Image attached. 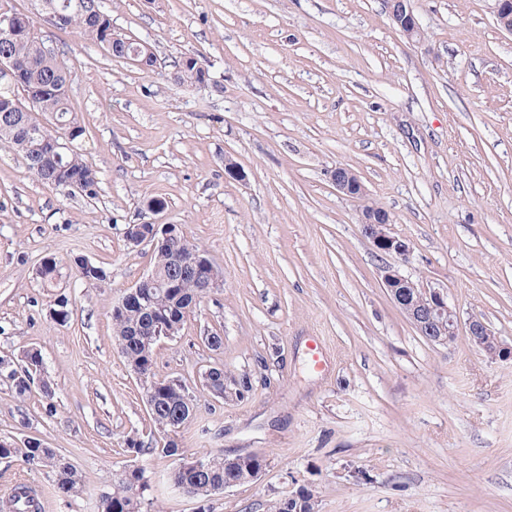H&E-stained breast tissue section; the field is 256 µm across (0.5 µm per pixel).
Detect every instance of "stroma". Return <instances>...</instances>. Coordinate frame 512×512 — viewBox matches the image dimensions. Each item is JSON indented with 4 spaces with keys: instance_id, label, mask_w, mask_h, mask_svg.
Segmentation results:
<instances>
[{
    "instance_id": "stroma-1",
    "label": "stroma",
    "mask_w": 512,
    "mask_h": 512,
    "mask_svg": "<svg viewBox=\"0 0 512 512\" xmlns=\"http://www.w3.org/2000/svg\"><path fill=\"white\" fill-rule=\"evenodd\" d=\"M11 3L66 53L86 128L75 146L99 192L33 179L0 141V356L41 350L55 390L21 399L0 382V439L39 438L83 480L63 497L46 470L0 458V497L22 481L42 512H98L135 462L151 484L145 512H197L169 481L172 460L124 451L154 436L112 306L153 266L152 246L124 232L158 197L163 221L223 274L155 353L160 378L224 370V396L200 397L184 450L266 459L211 512H267L304 488L319 512H512V360L486 358L465 329L481 318L512 345V34L495 0H409L413 38L382 0H104L114 29L152 48L148 70L58 31L34 0ZM187 55L205 84L172 80ZM228 157L246 181L226 178ZM338 166L360 176L365 199L337 193ZM368 201L410 242L401 272L447 291L462 323L450 346L420 336L383 287L385 260L359 226ZM47 256L61 263L49 286L34 275ZM77 256L107 279L79 280ZM210 332L221 350L207 348ZM317 336L328 348L318 369Z\"/></svg>"
}]
</instances>
